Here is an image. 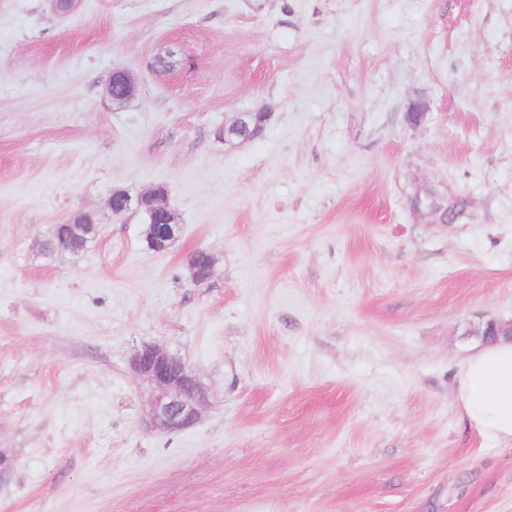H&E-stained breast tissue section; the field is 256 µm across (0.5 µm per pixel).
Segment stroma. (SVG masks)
<instances>
[{
    "label": "stroma",
    "mask_w": 512,
    "mask_h": 512,
    "mask_svg": "<svg viewBox=\"0 0 512 512\" xmlns=\"http://www.w3.org/2000/svg\"><path fill=\"white\" fill-rule=\"evenodd\" d=\"M157 186L163 253L110 206ZM76 213L85 251H42ZM511 316L512 0H0V512H512L456 398L466 328ZM145 344L210 388L193 426L144 427ZM135 89L134 78L128 72L122 70L112 71L106 91L113 103L118 105L126 103L133 97ZM413 199L416 201L414 210L422 216L430 218V223L442 227H448L451 224H458L459 220L465 215L454 213L448 205V194L440 193L428 185H422L416 191ZM444 210L443 219H437L438 213ZM166 198V189L160 186L156 191L155 198L147 204V207L161 204L149 209L145 217L147 226L144 241L146 242V248L155 253L165 252L177 239L181 231V224H177L174 219L169 220L166 209L162 206ZM147 207L142 210L144 215ZM215 260L214 254L208 249H196L187 266L190 280L198 282L202 278L207 277L213 268Z\"/></svg>",
    "instance_id": "obj_1"
}]
</instances>
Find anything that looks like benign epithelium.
Returning <instances> with one entry per match:
<instances>
[{
    "label": "benign epithelium",
    "mask_w": 512,
    "mask_h": 512,
    "mask_svg": "<svg viewBox=\"0 0 512 512\" xmlns=\"http://www.w3.org/2000/svg\"><path fill=\"white\" fill-rule=\"evenodd\" d=\"M134 78L126 71L115 70L106 86L112 102L122 105L135 93ZM249 112H240L235 119L224 125V143H233L241 136L247 125ZM414 210L430 218V223L447 227L459 223L461 215L454 213L448 205V195L428 185H422L414 195ZM144 241L146 248L155 253L165 252L177 239L181 225L168 219L162 205L147 211ZM215 263L214 254L199 248L193 252L188 263L189 278L197 282L207 277ZM469 336H477L481 342L495 336L512 340V317L491 318L473 330ZM136 380L148 390L149 399L145 412V426L150 431L171 432L195 424L201 413L211 406L210 393L200 377L180 358L155 345H144L137 349L129 360Z\"/></svg>",
    "instance_id": "obj_1"
}]
</instances>
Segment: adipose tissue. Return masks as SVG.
<instances>
[{
  "label": "adipose tissue",
  "instance_id": "adipose-tissue-1",
  "mask_svg": "<svg viewBox=\"0 0 512 512\" xmlns=\"http://www.w3.org/2000/svg\"><path fill=\"white\" fill-rule=\"evenodd\" d=\"M458 401L485 440L512 446V341L483 344L458 374Z\"/></svg>",
  "mask_w": 512,
  "mask_h": 512
}]
</instances>
